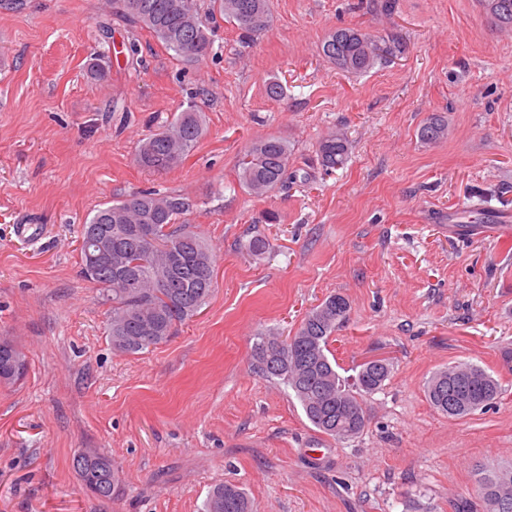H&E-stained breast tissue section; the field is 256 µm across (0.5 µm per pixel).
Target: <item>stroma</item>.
Masks as SVG:
<instances>
[{"mask_svg": "<svg viewBox=\"0 0 512 512\" xmlns=\"http://www.w3.org/2000/svg\"><path fill=\"white\" fill-rule=\"evenodd\" d=\"M210 4L197 0L212 52L187 66L111 0H0V336L29 360L0 386V512H202L220 482L254 512H453L477 497L476 462L512 460V235L448 230L452 212L512 213V31L479 0H270V31L245 44ZM339 27L404 49L340 71L321 50ZM95 53L111 62L102 81L86 76ZM191 104L206 127L194 151L141 167L140 140ZM433 113L448 136L427 144ZM337 129L350 158L327 171L316 149ZM266 135L288 140L294 178L256 197L236 173ZM143 190L196 201L214 291L170 341L127 355L80 273V230ZM256 231L270 247L253 257L240 244ZM336 293L350 303L338 364L392 365L363 432L342 442L252 366L257 334L292 335ZM459 362L503 393L455 420L424 384ZM81 448L111 453V501L83 489ZM447 134V122L445 117L431 114L419 129V137L423 142L431 143L443 139Z\"/></svg>", "mask_w": 512, "mask_h": 512, "instance_id": "obj_1", "label": "stroma"}]
</instances>
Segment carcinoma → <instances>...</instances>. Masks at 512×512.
I'll return each mask as SVG.
<instances>
[{"label":"carcinoma","mask_w":512,"mask_h":512,"mask_svg":"<svg viewBox=\"0 0 512 512\" xmlns=\"http://www.w3.org/2000/svg\"><path fill=\"white\" fill-rule=\"evenodd\" d=\"M122 15L143 25L183 64H202L211 40L196 0H118ZM499 28H512V0H481ZM212 10L239 30L261 33L271 26L269 0H213ZM399 38L377 42L355 28H338L322 44V53L337 69L361 74L401 52ZM109 62L97 55L88 63L91 78L106 77ZM447 134L445 117L431 114L419 129L426 143ZM204 135L202 109L190 105L144 138L136 160L146 168L170 169L179 164ZM325 169L344 165L348 140L330 134L318 146ZM291 150L288 140L269 135L248 145L239 161L238 180L255 196L267 195L287 183ZM194 201L182 194L156 191L135 194L100 208L81 228V270L109 305L108 335L112 348L135 355L167 342L177 327L193 318L213 292L215 263L205 240L188 224ZM112 228V268L90 261L101 228ZM243 249L263 255L269 243L255 233ZM349 302L332 294L310 309L295 334L285 339L259 334L253 346L254 368L262 376L284 384L300 403L308 421L322 434L347 440L366 425L367 397L381 389L391 374L390 364L375 359L360 364L351 379L339 375L330 356L329 340L346 321ZM28 370L11 373L0 366V385L13 386ZM500 384L484 368L459 363L435 371L427 381L426 397L440 413L462 419L495 403ZM97 451L84 448L73 456L77 476L85 489L101 501L112 500L119 479ZM482 512H512V463H478L474 468ZM203 512H252L247 494L237 485L220 484L208 494Z\"/></svg>","instance_id":"carcinoma-1"}]
</instances>
